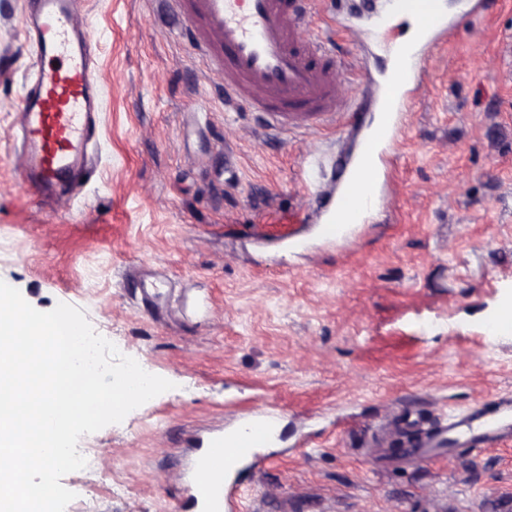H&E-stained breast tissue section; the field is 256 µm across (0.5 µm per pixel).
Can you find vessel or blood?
Returning a JSON list of instances; mask_svg holds the SVG:
<instances>
[{"instance_id": "1", "label": "vessel or blood", "mask_w": 512, "mask_h": 512, "mask_svg": "<svg viewBox=\"0 0 512 512\" xmlns=\"http://www.w3.org/2000/svg\"><path fill=\"white\" fill-rule=\"evenodd\" d=\"M26 17L32 60V82L19 104L26 143L25 181L41 191H62L77 166L88 158L95 138L97 96L101 77L81 21L84 0H32ZM185 18L195 53L216 76L227 103L260 113L270 133L308 130L342 123L356 146L343 153L335 167L322 156L306 161L317 182L312 212L298 223L315 222L317 235L327 242L351 236L384 198L389 174L385 159L404 126L409 105L422 83L419 60L444 38L454 36L459 16L483 15L485 0H464L463 14L451 13L447 0H378L368 18V33L389 52L407 49L414 65L397 76L370 81L369 99L381 104L388 88L396 103L386 113L381 130L371 117L340 94L337 73L329 63L333 44L324 37L305 36L312 0H169ZM413 15L424 20L414 43L402 45L397 22ZM376 154L374 181L360 186L362 158ZM363 188L360 203L348 215L338 216L346 195ZM276 413L241 417L236 436L224 430L209 432L198 443L184 472L187 497L184 512H238L239 498L232 485L246 468L259 464L258 451L270 442ZM458 432L471 456H479L512 434V398L484 404L479 420L457 417L447 423Z\"/></svg>"}]
</instances>
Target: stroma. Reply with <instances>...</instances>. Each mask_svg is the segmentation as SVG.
I'll return each instance as SVG.
<instances>
[{"mask_svg": "<svg viewBox=\"0 0 512 512\" xmlns=\"http://www.w3.org/2000/svg\"><path fill=\"white\" fill-rule=\"evenodd\" d=\"M317 0L341 90L383 52ZM106 84L95 176L62 200L21 177L29 77L23 0H0V280L40 311L81 309L172 390L82 436L95 474L61 483L94 512H174L199 435L277 409L268 463L245 475L265 512H481L512 489V440L473 459L369 453L390 413L432 424L512 397V0L424 64L389 158L392 194L350 238L290 246L312 185L303 161L344 132L274 136L225 106L160 0H85Z\"/></svg>", "mask_w": 512, "mask_h": 512, "instance_id": "stroma-1", "label": "stroma"}]
</instances>
